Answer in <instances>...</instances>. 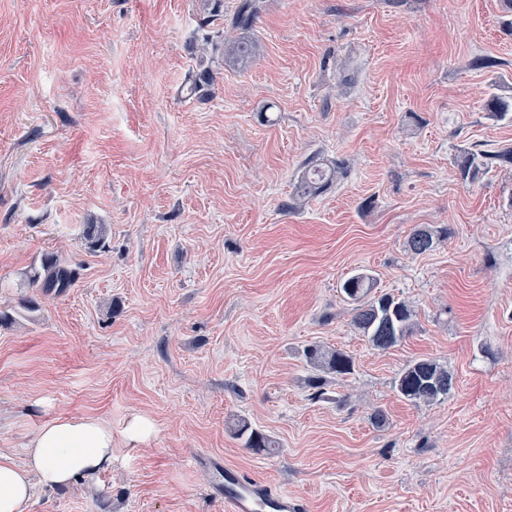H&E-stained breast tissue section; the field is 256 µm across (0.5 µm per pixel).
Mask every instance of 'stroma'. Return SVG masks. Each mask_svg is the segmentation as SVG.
Listing matches in <instances>:
<instances>
[{
  "label": "stroma",
  "mask_w": 512,
  "mask_h": 512,
  "mask_svg": "<svg viewBox=\"0 0 512 512\" xmlns=\"http://www.w3.org/2000/svg\"><path fill=\"white\" fill-rule=\"evenodd\" d=\"M258 2L254 57L203 95L205 0H0V448L59 416L114 436L111 470L36 486L28 512H224L211 456L303 512H512V112L483 108L512 97V13ZM468 152L490 160L465 184ZM313 156L347 175L288 209ZM419 225L448 234L415 255ZM47 254L83 267L57 298L26 281ZM361 271L416 312L390 349L351 325ZM311 345L355 360L319 397ZM419 358L448 398L394 390ZM135 415L154 431L133 447ZM233 432L237 436L247 435L246 448L267 452L270 448H275V441L270 436L255 429L244 419L237 420L233 426Z\"/></svg>",
  "instance_id": "35a3bbf8"
}]
</instances>
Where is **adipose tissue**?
I'll return each mask as SVG.
<instances>
[{"label": "adipose tissue", "instance_id": "ef3b65f1", "mask_svg": "<svg viewBox=\"0 0 512 512\" xmlns=\"http://www.w3.org/2000/svg\"><path fill=\"white\" fill-rule=\"evenodd\" d=\"M112 425L93 416L57 417L24 442L0 451V512H27L34 483L60 486L112 466Z\"/></svg>", "mask_w": 512, "mask_h": 512}]
</instances>
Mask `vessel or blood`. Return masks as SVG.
<instances>
[{
  "mask_svg": "<svg viewBox=\"0 0 512 512\" xmlns=\"http://www.w3.org/2000/svg\"><path fill=\"white\" fill-rule=\"evenodd\" d=\"M212 467L224 475V484L219 488L224 497V512H299L301 508L296 497L279 492L233 466L216 461Z\"/></svg>",
  "mask_w": 512,
  "mask_h": 512,
  "instance_id": "1",
  "label": "vessel or blood"
}]
</instances>
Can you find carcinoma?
I'll use <instances>...</instances> for the list:
<instances>
[{"label":"carcinoma","instance_id":"1","mask_svg":"<svg viewBox=\"0 0 512 512\" xmlns=\"http://www.w3.org/2000/svg\"><path fill=\"white\" fill-rule=\"evenodd\" d=\"M257 18L254 0H239L230 18L234 30H249ZM255 45L242 38L213 41L205 38L202 54L221 52L224 62H244L253 56ZM484 109L492 114L512 112V102L498 95L490 96ZM485 155L467 153L458 163V173L464 182L472 181L486 167ZM344 176L343 163L338 160L312 158L304 165L291 196L288 208L293 209L307 199L324 192L328 186ZM107 229L102 224L86 227L84 239L90 249L105 247ZM441 232L427 225L415 227L407 240L410 252L420 255L435 247ZM82 267L71 264L58 256L49 254L41 258L39 265L30 268L27 276L29 286L37 288L45 296H62L73 288L81 276ZM341 292L351 305L353 328L378 350H386L412 334L415 314L412 307L388 294L375 292V278L367 272H358L343 281ZM306 363L318 375L310 380L315 395H322L323 377L319 373L340 377L353 374L355 362L351 355L340 349H325L310 346L303 350ZM453 386V377L448 369L429 358H420L408 363L394 380L395 391L404 399L414 403H433L448 396ZM237 436H247L246 447L267 452L275 447L270 436L255 429L244 419L234 423Z\"/></svg>","mask_w":512,"mask_h":512}]
</instances>
